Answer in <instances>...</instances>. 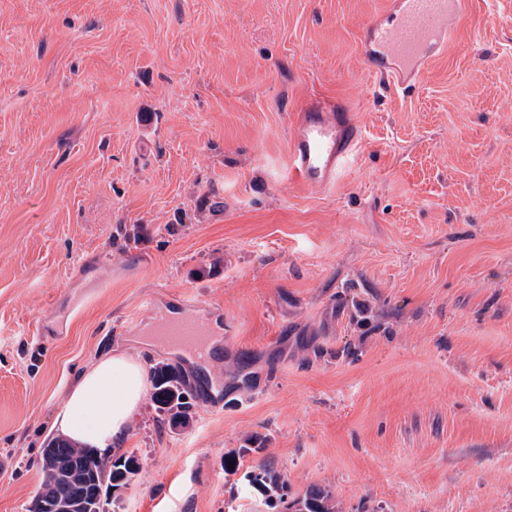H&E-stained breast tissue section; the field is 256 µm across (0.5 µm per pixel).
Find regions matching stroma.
Listing matches in <instances>:
<instances>
[{"label":"stroma","mask_w":512,"mask_h":512,"mask_svg":"<svg viewBox=\"0 0 512 512\" xmlns=\"http://www.w3.org/2000/svg\"><path fill=\"white\" fill-rule=\"evenodd\" d=\"M386 7L0 0V512L115 350L218 399L177 429L144 403L111 512H283L264 463L338 512H512V0H466L405 93L357 52ZM314 94L366 132L327 188L286 181ZM98 254L108 288L40 336ZM161 290L223 310L207 380L129 332Z\"/></svg>","instance_id":"35a3bbf8"}]
</instances>
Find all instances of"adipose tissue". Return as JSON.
<instances>
[{
  "mask_svg": "<svg viewBox=\"0 0 512 512\" xmlns=\"http://www.w3.org/2000/svg\"><path fill=\"white\" fill-rule=\"evenodd\" d=\"M147 391L138 357L117 351L83 371L70 389L53 428L84 446L102 449L125 436Z\"/></svg>",
  "mask_w": 512,
  "mask_h": 512,
  "instance_id": "obj_1",
  "label": "adipose tissue"
}]
</instances>
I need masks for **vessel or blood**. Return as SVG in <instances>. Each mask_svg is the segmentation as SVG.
I'll use <instances>...</instances> for the list:
<instances>
[{"mask_svg":"<svg viewBox=\"0 0 512 512\" xmlns=\"http://www.w3.org/2000/svg\"><path fill=\"white\" fill-rule=\"evenodd\" d=\"M463 5L464 0H388L387 9L365 28L358 49L381 79L413 88L424 68L447 48ZM363 142V128L350 120L343 100H310L297 116L288 178L305 186H331L356 161ZM164 298L175 304L176 313L156 323V335L204 360L210 337L224 333L223 311L198 313L197 301L183 294L168 292Z\"/></svg>","mask_w":512,"mask_h":512,"instance_id":"obj_1","label":"vessel or blood"}]
</instances>
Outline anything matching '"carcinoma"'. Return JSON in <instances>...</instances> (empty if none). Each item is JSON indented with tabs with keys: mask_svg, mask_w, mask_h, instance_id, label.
Returning a JSON list of instances; mask_svg holds the SVG:
<instances>
[{
	"mask_svg": "<svg viewBox=\"0 0 512 512\" xmlns=\"http://www.w3.org/2000/svg\"><path fill=\"white\" fill-rule=\"evenodd\" d=\"M151 383V400L162 420L173 429L186 425L196 405V395L180 370L158 363L152 368ZM139 468L133 454H102L65 439L53 440L43 449V481L36 497L48 509L41 511L33 506L29 512H59L57 505L65 501L86 504L76 512H109L110 489L126 486ZM253 482L268 496L286 503L288 512H336L335 497L325 487H310L303 495L285 502L286 481L265 464Z\"/></svg>",
	"mask_w": 512,
	"mask_h": 512,
	"instance_id": "obj_1",
	"label": "carcinoma"
}]
</instances>
